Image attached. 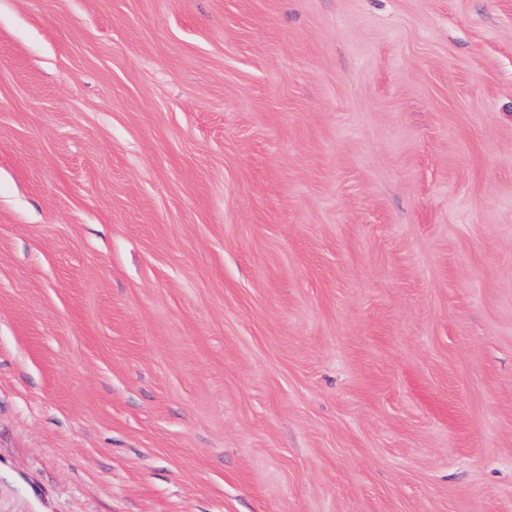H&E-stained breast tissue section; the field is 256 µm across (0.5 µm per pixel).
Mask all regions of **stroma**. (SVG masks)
Segmentation results:
<instances>
[{
  "label": "stroma",
  "instance_id": "1",
  "mask_svg": "<svg viewBox=\"0 0 512 512\" xmlns=\"http://www.w3.org/2000/svg\"><path fill=\"white\" fill-rule=\"evenodd\" d=\"M0 512H512V0H0Z\"/></svg>",
  "mask_w": 512,
  "mask_h": 512
}]
</instances>
